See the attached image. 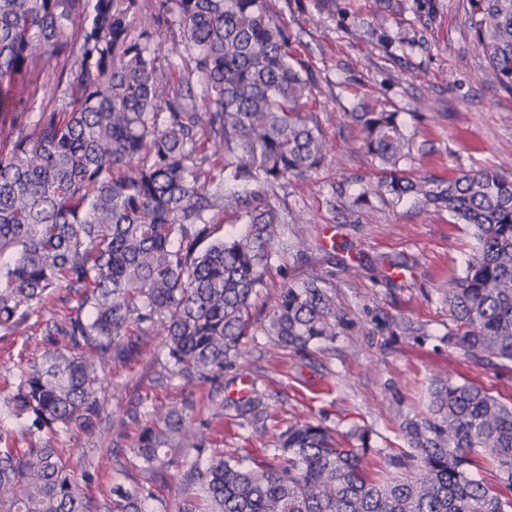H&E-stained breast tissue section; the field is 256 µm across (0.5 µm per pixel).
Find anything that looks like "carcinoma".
I'll use <instances>...</instances> for the list:
<instances>
[{"label":"carcinoma","mask_w":512,"mask_h":512,"mask_svg":"<svg viewBox=\"0 0 512 512\" xmlns=\"http://www.w3.org/2000/svg\"><path fill=\"white\" fill-rule=\"evenodd\" d=\"M487 78L512 94V0H467ZM53 68L55 104L29 112L32 76ZM314 84L267 0H0V334L22 336L53 314L52 348L19 367L0 400L27 448L0 426V512H150L143 485L117 483L93 504L54 447L99 410L108 361L161 337L168 377L215 383L244 358L251 308L277 253L274 187L327 157ZM357 151L379 162L380 188L444 209L475 247L448 288V341L493 368L512 364V180L489 169L448 181L398 170L409 150L398 115L363 106ZM244 220L218 234L213 211ZM317 272L282 288L266 328L305 350L336 336ZM76 301L77 306L70 305ZM428 415L406 418L408 450L366 460L325 427L296 421L270 461L208 448L190 406L155 411L136 456L152 475L196 459L181 512H512L474 476L477 456L512 490V404L444 374ZM267 432L266 395L228 399Z\"/></svg>","instance_id":"cac0c4a2"}]
</instances>
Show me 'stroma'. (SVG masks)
Instances as JSON below:
<instances>
[{"instance_id":"stroma-1","label":"stroma","mask_w":512,"mask_h":512,"mask_svg":"<svg viewBox=\"0 0 512 512\" xmlns=\"http://www.w3.org/2000/svg\"><path fill=\"white\" fill-rule=\"evenodd\" d=\"M340 3L347 21L325 16L314 24L312 0H269L317 86L312 105L329 153L307 179L277 190L280 247L252 309L246 359L225 367L221 385H185L168 379L160 337H141L138 354L113 362L94 428L74 429L59 443L88 499L116 482L142 484L153 495L151 512H178L193 458L154 477L134 454L151 412L173 403L193 405L212 447L250 460L269 458L274 433L299 419L340 433L358 426L368 430L372 449L403 450L401 421L426 415L430 383L444 372L512 403V368L483 366L448 342L455 323L446 293L473 246L467 226L423 201L381 194L382 172L356 152L358 130L348 118L371 99L398 113L411 143L399 167L410 177L445 180L488 168L512 178V94L485 75L466 0H398L387 43L359 35L374 20L377 0ZM296 214L301 223H292ZM313 268L340 315L336 336L304 352L272 354L265 326L279 294ZM46 327L42 319L27 335L0 336L1 394L19 363L45 351ZM243 376L267 396L268 435L215 412Z\"/></svg>"}]
</instances>
